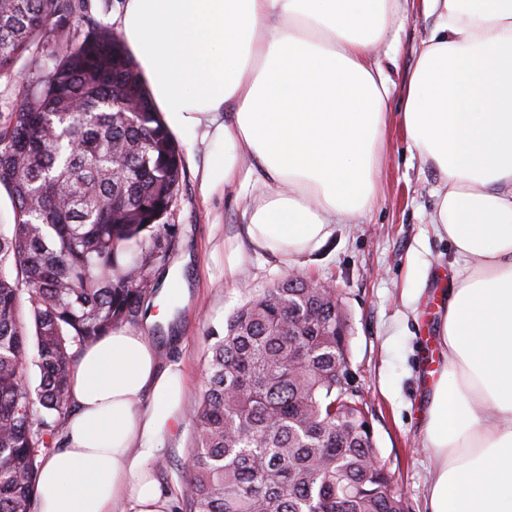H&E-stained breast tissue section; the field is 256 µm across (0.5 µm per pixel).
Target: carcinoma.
I'll list each match as a JSON object with an SVG mask.
<instances>
[{
    "label": "carcinoma",
    "instance_id": "obj_1",
    "mask_svg": "<svg viewBox=\"0 0 512 512\" xmlns=\"http://www.w3.org/2000/svg\"><path fill=\"white\" fill-rule=\"evenodd\" d=\"M69 32V0H0V72L29 52L26 91L0 113V512H36L78 350L150 308L183 169L121 37ZM338 317L336 291L285 275L210 332L177 512H410L362 430Z\"/></svg>",
    "mask_w": 512,
    "mask_h": 512
}]
</instances>
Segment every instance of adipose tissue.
Masks as SVG:
<instances>
[{"label": "adipose tissue", "instance_id": "obj_1", "mask_svg": "<svg viewBox=\"0 0 512 512\" xmlns=\"http://www.w3.org/2000/svg\"><path fill=\"white\" fill-rule=\"evenodd\" d=\"M424 2L437 23L400 122L440 176L430 224L458 265L426 407L429 512H512V0ZM397 5L125 0L120 35L164 123L212 148L204 188L234 183L244 154L261 170L255 250L295 262L371 204L390 85L370 49L390 41ZM70 394L39 512H165L147 461L184 418L179 365L146 330H117L82 347Z\"/></svg>", "mask_w": 512, "mask_h": 512}]
</instances>
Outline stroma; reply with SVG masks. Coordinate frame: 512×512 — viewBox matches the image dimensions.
Instances as JSON below:
<instances>
[{
    "instance_id": "1",
    "label": "stroma",
    "mask_w": 512,
    "mask_h": 512,
    "mask_svg": "<svg viewBox=\"0 0 512 512\" xmlns=\"http://www.w3.org/2000/svg\"><path fill=\"white\" fill-rule=\"evenodd\" d=\"M76 38L87 21L118 29L121 0H70ZM394 61L384 48L374 51L389 75L391 96L383 139V166L370 207L355 220L337 225L334 235L295 266L254 250L246 236L247 214L259 184L202 188L210 151L206 144L179 139L182 178L165 221L173 245L166 277L184 281L186 298L157 296L162 317L148 334L164 361L185 371L186 407H193L207 373L206 337L223 329L249 292L272 286L293 272L333 284L349 324L348 365L366 404L378 456L407 499L410 512H427L429 454L422 444L425 361H436L435 327L439 294L452 275V248L429 228L438 173L409 149L399 120L400 100L419 50L436 18L424 0H401ZM242 262L231 266L232 250ZM194 423L185 418L164 435L148 467L170 497L181 491L182 465L193 447Z\"/></svg>"
}]
</instances>
